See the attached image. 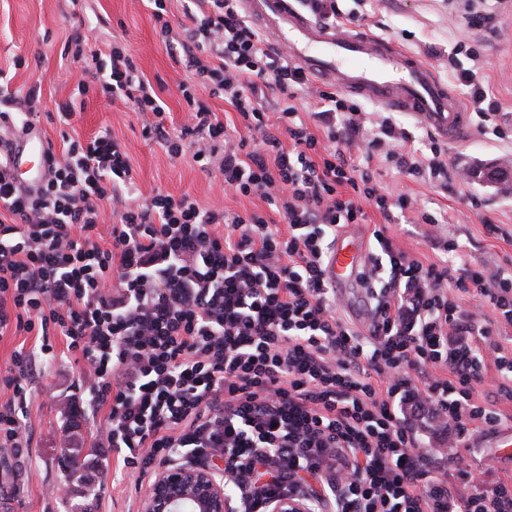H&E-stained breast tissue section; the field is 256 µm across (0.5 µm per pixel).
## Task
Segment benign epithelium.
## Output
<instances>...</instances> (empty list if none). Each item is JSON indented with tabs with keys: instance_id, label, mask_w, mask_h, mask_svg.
<instances>
[{
	"instance_id": "7a95c632",
	"label": "benign epithelium",
	"mask_w": 512,
	"mask_h": 512,
	"mask_svg": "<svg viewBox=\"0 0 512 512\" xmlns=\"http://www.w3.org/2000/svg\"><path fill=\"white\" fill-rule=\"evenodd\" d=\"M141 512H232L224 477L195 464L160 470L141 503ZM269 512H307L306 504L291 496L269 502Z\"/></svg>"
}]
</instances>
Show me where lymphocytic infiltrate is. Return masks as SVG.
<instances>
[{
    "mask_svg": "<svg viewBox=\"0 0 512 512\" xmlns=\"http://www.w3.org/2000/svg\"><path fill=\"white\" fill-rule=\"evenodd\" d=\"M171 58L188 71L179 85L188 123L170 132L165 104L123 42L91 49L75 98L59 103L70 123L78 100L95 89L149 112L145 138L174 157L191 154L223 190L263 200L282 215L209 208L190 195L157 190L133 203L130 157L111 132L67 138L49 154L36 188L9 175L12 145L0 141V335L37 332L42 342L16 350L0 385V458L28 454V384L41 361L56 359L50 334L64 336L96 381L85 407L102 416L100 437L119 469L152 478L159 466L224 461V484L239 512H269L286 494L308 512H512V485L474 490L469 474L449 486L440 458L419 451L406 409L430 412L454 437L499 422L476 401L487 363L512 398V352L461 311L449 287L471 294L512 325V270L423 264L389 233L412 212L436 214L415 198L383 188L369 161L384 157L422 180L465 179L444 147H407L391 117L368 127L363 105L317 85L267 45L240 0H185L189 26L173 30L168 0H147ZM452 63L481 131L506 139L499 104L479 76L480 52ZM224 98L246 133L231 134L198 97ZM320 104L315 135L304 100ZM362 164H353L354 153ZM119 222L112 242L97 239L100 204ZM384 222L362 275L372 307L366 332L336 314L324 262L338 226L363 223L365 206Z\"/></svg>",
    "mask_w": 512,
    "mask_h": 512,
    "instance_id": "f902f5d3",
    "label": "lymphocytic infiltrate"
}]
</instances>
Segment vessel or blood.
<instances>
[{
    "label": "vessel or blood",
    "instance_id": "1",
    "mask_svg": "<svg viewBox=\"0 0 512 512\" xmlns=\"http://www.w3.org/2000/svg\"><path fill=\"white\" fill-rule=\"evenodd\" d=\"M249 19L256 22L272 45L287 48L293 64L314 80L375 106L406 112L438 138L457 145L470 132L469 114L437 72L398 43L363 28L323 26L298 9L293 0H242ZM49 145L38 127L18 137L11 168L26 172L22 185L38 186L47 173ZM361 225L339 228L325 261L324 277L338 297H346L368 263L369 252ZM481 442L501 454L512 453V428H490Z\"/></svg>",
    "mask_w": 512,
    "mask_h": 512
}]
</instances>
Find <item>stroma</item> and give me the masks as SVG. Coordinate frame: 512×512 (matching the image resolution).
Returning a JSON list of instances; mask_svg holds the SVG:
<instances>
[{
	"mask_svg": "<svg viewBox=\"0 0 512 512\" xmlns=\"http://www.w3.org/2000/svg\"><path fill=\"white\" fill-rule=\"evenodd\" d=\"M340 8L365 14L366 27L427 59L453 90L458 84L448 69L449 51L460 42L478 48L484 81L500 105L503 121L512 125V5L500 11L495 32L468 25L460 0H342ZM77 30L100 45L115 38L126 43L166 105L167 127H181L186 115L178 88L186 72L168 55L143 0H0V70L8 74L12 92L40 84L44 111L36 124L56 155L65 151V136L89 138L107 130L130 156L136 201L161 189L176 196L189 194L206 207L267 211L257 197L223 193L218 178L201 171L190 155L171 156L160 143L144 139L142 127L151 114L109 103L93 92L72 126L51 120L57 103L68 100L85 78L82 62L65 53L68 37ZM432 47L437 50L433 56L428 53ZM511 150L512 140L472 128L467 141L449 148L446 157L449 164L465 169L468 178L448 185L409 178L380 157L373 158L371 166L382 185L445 217L440 230L459 243L458 266L512 268V186L487 177L489 171L504 168L503 156ZM493 224L498 232H490ZM391 231L396 244L423 264L442 259L432 226L402 221ZM51 342L60 358L43 365L30 386V453L19 461H0V512H75L79 502L59 468L67 426L59 408L66 400L81 404L95 376L87 362L67 354L64 337H52ZM77 424L86 445L97 449L89 471L94 512H140L147 488L133 478L118 477L115 457L101 445L100 419L87 415ZM417 438L421 448L454 457L456 467L471 473L478 490L512 484V455L452 446L448 433L428 426L418 428Z\"/></svg>",
	"mask_w": 512,
	"mask_h": 512,
	"instance_id": "1",
	"label": "stroma"
}]
</instances>
